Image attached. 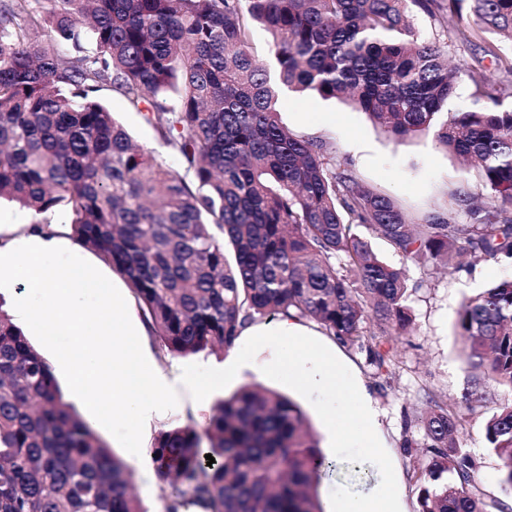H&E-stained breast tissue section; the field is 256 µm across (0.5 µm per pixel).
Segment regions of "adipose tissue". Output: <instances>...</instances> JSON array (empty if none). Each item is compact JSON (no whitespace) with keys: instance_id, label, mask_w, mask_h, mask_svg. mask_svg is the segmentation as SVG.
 I'll return each mask as SVG.
<instances>
[{"instance_id":"adipose-tissue-1","label":"adipose tissue","mask_w":512,"mask_h":512,"mask_svg":"<svg viewBox=\"0 0 512 512\" xmlns=\"http://www.w3.org/2000/svg\"><path fill=\"white\" fill-rule=\"evenodd\" d=\"M274 333L288 342L286 363L297 383L335 389V360L326 358L318 352L315 344L306 338L301 322L291 318H280L274 327Z\"/></svg>"}]
</instances>
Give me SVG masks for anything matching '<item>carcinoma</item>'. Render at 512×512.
I'll return each mask as SVG.
<instances>
[{"mask_svg": "<svg viewBox=\"0 0 512 512\" xmlns=\"http://www.w3.org/2000/svg\"><path fill=\"white\" fill-rule=\"evenodd\" d=\"M0 0V200L70 234L129 284L158 348H229L264 318L316 323L364 349L381 375L384 345L409 334V265L454 251L512 257V83L474 81L475 107L448 109L459 71L445 47L415 38V12L444 16L454 41L512 76V0ZM270 36L259 59L251 25ZM50 28L65 56L37 39ZM111 85L176 155L167 167L93 99ZM345 98L396 143L423 134L479 170L492 201L414 223L365 187L327 144L297 136L279 94ZM402 257L373 252L369 235ZM373 319L375 330L367 328ZM456 329L479 373L512 389V279L464 299ZM421 416L427 459L413 469L415 512H508L473 484L435 398ZM485 439L512 488V403ZM148 453L170 488L165 512H323L326 463L309 418L278 392L245 385L203 426L160 429ZM215 458L207 466L205 455ZM0 512H148L132 475L64 400L49 363L0 303Z\"/></svg>", "mask_w": 512, "mask_h": 512, "instance_id": "cac0c4a2", "label": "carcinoma"}]
</instances>
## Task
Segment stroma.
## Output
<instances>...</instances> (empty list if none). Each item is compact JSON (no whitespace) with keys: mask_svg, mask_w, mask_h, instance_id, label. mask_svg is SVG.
I'll use <instances>...</instances> for the list:
<instances>
[{"mask_svg":"<svg viewBox=\"0 0 512 512\" xmlns=\"http://www.w3.org/2000/svg\"><path fill=\"white\" fill-rule=\"evenodd\" d=\"M413 25L420 39L446 44L450 64L462 73L456 94L449 104L450 109L473 108V77L483 78L490 84L507 82V75L496 66L487 61L476 64L469 49L449 43L446 19L417 12L413 15ZM95 97L124 123L135 143L153 151L157 159L167 166L177 167L176 156L159 141L153 128L144 122L140 112L130 106L121 91L103 86ZM278 109L291 132L323 139L335 148L337 155L351 160L354 171L365 185L393 198L412 220H420L434 211H448L454 192L479 193L483 190L478 171L464 167L454 155L437 149L431 138L412 137L403 143H394L364 112L345 101L325 100L316 95L286 94L280 98ZM61 239L66 249L94 265L122 293L131 320L142 335L144 352L158 370L177 377L183 366L190 362L221 365L235 360L240 351L236 345L214 353L202 352L190 359L160 355L156 337L125 280L71 235L62 234ZM410 276L422 284L421 289L410 297L414 323L409 335L391 343L393 363L387 377L377 375L368 362L366 352L341 346L315 323H306L305 328L351 370L356 381L367 388L372 405L378 412L376 433L394 466L401 512H415L418 488L410 474L423 458L421 449L403 448V438L408 434L422 438L423 430L417 419L431 396L446 401L462 414L464 422L457 440L476 460L474 477L479 487L488 496L512 506V490L501 486L499 460L485 440L487 417L504 403L512 401V389L489 380L478 394H471L469 368L465 362L466 344L456 330L460 303L491 283L512 279V260H481L446 268L429 263L411 267ZM272 357L270 348L261 349L254 363L239 369L228 386L229 391H236L246 383H257L295 399L311 416L323 454H330L329 433L316 417L311 403L261 372V365L270 362ZM213 403L210 397L198 402L190 394H183L177 406L166 415L146 421L143 444H150L160 428L183 425L191 418L205 421ZM93 429L132 472L135 491L144 505L150 512H164L167 492L158 481L149 456L131 455L101 424H94ZM379 482L380 473L373 464H361L356 472L340 469L320 487L324 512H329L330 494L334 488L345 485L357 493L366 494Z\"/></svg>","mask_w":512,"mask_h":512,"instance_id":"stroma-1","label":"stroma"}]
</instances>
